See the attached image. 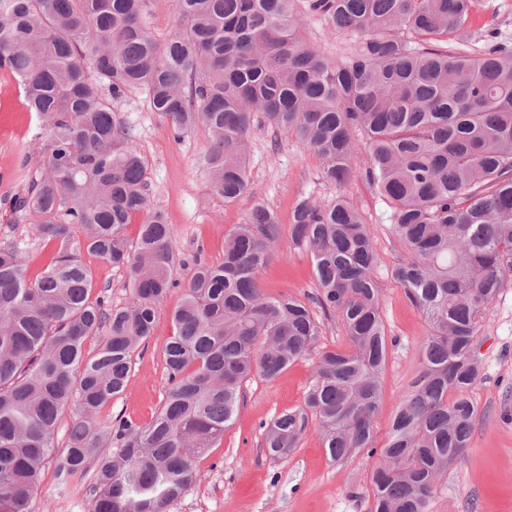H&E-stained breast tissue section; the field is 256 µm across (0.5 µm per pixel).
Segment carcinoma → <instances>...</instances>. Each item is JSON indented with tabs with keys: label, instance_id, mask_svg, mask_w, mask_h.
<instances>
[{
	"label": "carcinoma",
	"instance_id": "carcinoma-1",
	"mask_svg": "<svg viewBox=\"0 0 512 512\" xmlns=\"http://www.w3.org/2000/svg\"><path fill=\"white\" fill-rule=\"evenodd\" d=\"M146 2L0 0V70L19 78L47 133L37 172L10 205L56 244L33 281L25 243L0 246V512H32L52 455L64 487L94 470L90 512H169L197 482L198 458L219 447L246 383L276 379L322 333L305 301L260 288L281 231L276 212L256 205L225 237L224 261L198 266L173 311L158 414L97 425L175 286L173 230L150 208L145 160L112 106L134 89L174 138L208 130L210 185L226 203L248 191L259 114L318 155L326 180L342 185L360 169L388 203L406 254L393 277L430 329L418 379L375 446L388 358L376 252L345 196L303 200L291 246L310 254L315 304L340 322L346 345L319 354L303 405L273 419L265 448L286 460L314 427L333 462L379 455L372 512H428L470 447L478 316L512 275V49L495 32L463 38L472 0H307L336 31L361 37L334 63L303 38L297 0H178L161 48ZM137 215L131 243L124 230ZM85 253L127 271L130 305L91 297ZM91 336L99 341L87 354ZM72 403L78 419L58 449ZM114 439L116 458L101 451Z\"/></svg>",
	"mask_w": 512,
	"mask_h": 512
}]
</instances>
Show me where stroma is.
Wrapping results in <instances>:
<instances>
[{
  "mask_svg": "<svg viewBox=\"0 0 512 512\" xmlns=\"http://www.w3.org/2000/svg\"><path fill=\"white\" fill-rule=\"evenodd\" d=\"M478 3L473 29L498 31L512 41V0ZM303 20L308 44L330 60L341 59L358 41L355 35L335 31L320 16L307 13ZM113 109L132 127L136 147L146 161L150 205L165 212L173 229L177 286L158 310L153 335L133 356L126 390L99 410L98 425L108 427L119 419L146 424L161 408L168 387L163 348L172 334L170 314L183 298L195 260L221 262L225 235L244 222L255 203L275 210L286 229L298 200L327 204L341 193L365 217L377 253L374 274L389 338L384 396L375 421L376 440L384 442L392 413L419 369V347L428 325L391 275L405 253L393 233L390 208L362 173H354L341 186L327 182L320 157L294 137L275 132L261 118L250 138L249 191L227 204L210 191L202 157L211 138L204 127L174 139L166 121L152 112L145 92L139 90L114 102ZM45 141V130L36 114L27 110L15 78L0 71V244L16 239L28 242L26 266L32 279L43 272L54 247L39 240L34 224L12 212L10 200L25 190ZM86 263L94 293L106 296L113 306L131 302L125 269L92 257ZM258 281L271 295L303 299L318 292L310 255L293 250L286 232ZM321 328L313 351L277 379L247 382L223 441L199 458L196 484L170 512H370V479L378 456L360 453L342 463H330L313 429L286 460L271 461L263 449L265 428L272 417L302 404L320 351L344 341L337 320L323 319ZM477 356L482 377L470 391L478 409L471 444L464 459L449 469L447 480L438 486L429 512H512V277L479 318ZM89 508V495L61 487L54 460H47L32 499L33 512H88Z\"/></svg>",
  "mask_w": 512,
  "mask_h": 512,
  "instance_id": "obj_1",
  "label": "stroma"
}]
</instances>
